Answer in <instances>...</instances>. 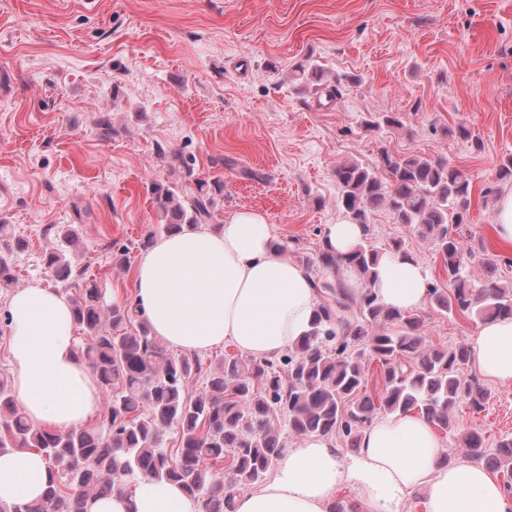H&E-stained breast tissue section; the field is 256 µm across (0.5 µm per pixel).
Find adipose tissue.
<instances>
[{"label":"adipose tissue","mask_w":512,"mask_h":512,"mask_svg":"<svg viewBox=\"0 0 512 512\" xmlns=\"http://www.w3.org/2000/svg\"><path fill=\"white\" fill-rule=\"evenodd\" d=\"M425 267L410 258L383 260L375 283L379 299L401 310L428 296ZM131 302L155 336L184 352L202 353L232 342L242 354L272 359L311 329L320 299L313 275L279 249L270 224L240 211L218 230L189 227L160 237L140 259ZM8 354L14 392L34 425L65 431L83 425L100 406L101 392L80 358L71 304L39 282L9 301ZM477 371L512 386V319L480 322L471 338ZM442 441L422 416L374 420L356 455H343L325 437L301 439L278 460L270 479L235 496V512H332L339 485L356 491L346 512H405L411 496L425 512H512L507 491L482 466L440 463ZM49 481L34 451L0 454V502L39 498ZM91 512H195L174 483L142 478L133 496L98 500Z\"/></svg>","instance_id":"obj_1"}]
</instances>
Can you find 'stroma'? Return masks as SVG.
I'll return each instance as SVG.
<instances>
[{
    "instance_id": "35a3bbf8",
    "label": "stroma",
    "mask_w": 512,
    "mask_h": 512,
    "mask_svg": "<svg viewBox=\"0 0 512 512\" xmlns=\"http://www.w3.org/2000/svg\"><path fill=\"white\" fill-rule=\"evenodd\" d=\"M299 64L341 81V97L328 102L299 80ZM386 112L401 127L364 130ZM385 151L468 175L466 243L512 256L492 234L512 191L499 178L512 157V0H0V224L25 242L0 256L17 287L55 286L43 256L60 242L47 229L72 224L86 277L122 302L143 236L164 222L149 187L188 168L223 177L219 219L259 212L289 259L318 256L325 225L343 219L337 166L373 165ZM369 224L368 244L402 242L447 286L414 225L383 207ZM118 252L125 265L113 263ZM416 314L438 348L468 344L477 329L428 305ZM479 383L485 409H454L445 452L464 456L466 432L489 454L512 436V387Z\"/></svg>"
}]
</instances>
